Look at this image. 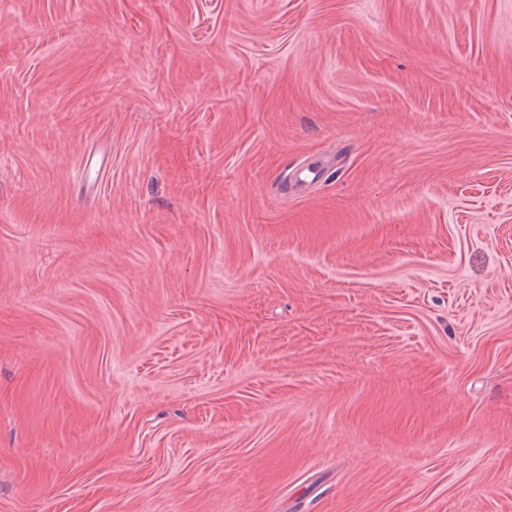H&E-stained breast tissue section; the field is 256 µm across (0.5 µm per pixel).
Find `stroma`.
I'll list each match as a JSON object with an SVG mask.
<instances>
[{
  "mask_svg": "<svg viewBox=\"0 0 512 512\" xmlns=\"http://www.w3.org/2000/svg\"><path fill=\"white\" fill-rule=\"evenodd\" d=\"M0 512H512V0H0Z\"/></svg>",
  "mask_w": 512,
  "mask_h": 512,
  "instance_id": "1",
  "label": "stroma"
}]
</instances>
